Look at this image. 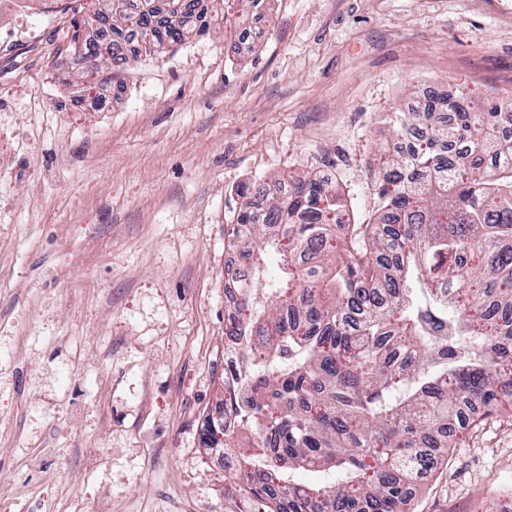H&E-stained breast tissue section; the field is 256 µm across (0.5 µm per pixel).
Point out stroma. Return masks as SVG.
Instances as JSON below:
<instances>
[{
  "label": "stroma",
  "instance_id": "35a3bbf8",
  "mask_svg": "<svg viewBox=\"0 0 512 512\" xmlns=\"http://www.w3.org/2000/svg\"><path fill=\"white\" fill-rule=\"evenodd\" d=\"M90 0H0V490L47 512H264L200 442L222 396L224 266L254 180L330 170L374 220L370 153L427 84L512 98V0H271L98 64L67 32ZM413 512H512V415H484Z\"/></svg>",
  "mask_w": 512,
  "mask_h": 512
}]
</instances>
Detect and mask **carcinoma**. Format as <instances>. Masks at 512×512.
<instances>
[{"label":"carcinoma","mask_w":512,"mask_h":512,"mask_svg":"<svg viewBox=\"0 0 512 512\" xmlns=\"http://www.w3.org/2000/svg\"><path fill=\"white\" fill-rule=\"evenodd\" d=\"M241 2L216 18L202 0H112V40L81 36L98 8L72 19L69 49L83 74L104 59L116 76L125 36L158 55L268 4ZM393 123L410 141L366 162L369 224L348 220L328 172L238 187L234 420L219 438L203 427L202 445L239 458L225 485L266 512H406L468 407L512 405V104L462 93ZM300 469L323 480L298 483Z\"/></svg>","instance_id":"obj_1"}]
</instances>
